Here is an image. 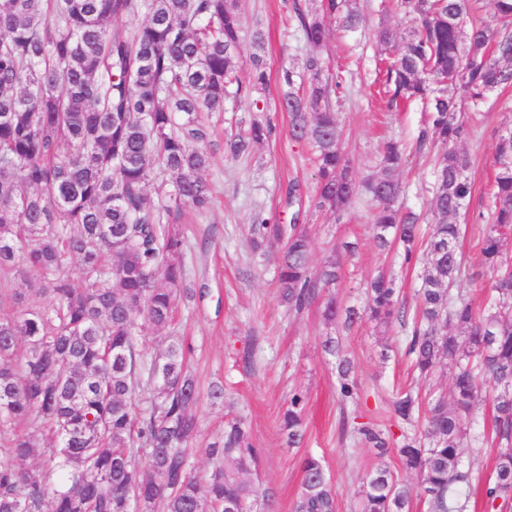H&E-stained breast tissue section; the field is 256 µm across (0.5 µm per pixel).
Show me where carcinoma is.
Returning <instances> with one entry per match:
<instances>
[{"instance_id":"1","label":"carcinoma","mask_w":512,"mask_h":512,"mask_svg":"<svg viewBox=\"0 0 512 512\" xmlns=\"http://www.w3.org/2000/svg\"><path fill=\"white\" fill-rule=\"evenodd\" d=\"M413 27L385 64V94L421 105L427 122L416 147L446 146L434 165L431 231L420 216L401 212L399 145L384 146L377 172L355 179L341 146L330 102L340 83L322 78L311 56V83L294 91L283 72L279 109L293 137L315 147L314 203L341 218L353 200L376 202L375 239L398 244L406 267H420L414 313L395 281L379 274L367 287L363 311L342 308L329 294L327 324L350 329L366 318L400 327L378 339L380 358L397 350L421 378L450 377V396L422 399L396 386L384 412L398 439L371 423L352 426L353 442L394 452L418 477L409 484L388 466L363 479L360 512H411L423 498L429 512H467L461 486L483 485V512H512V125L498 134L496 174L487 192L480 240L491 272L483 305L464 288L478 280L460 250L467 225L456 223L472 194L469 160L458 150L472 132L462 102L478 106L512 85V0H494L496 26H466L470 0H401ZM142 13L134 28L116 21ZM306 41L324 42L330 22L353 29L362 16L345 0H325V12L299 14ZM243 39L237 0H0V271L37 273L26 292L0 289V512H251L269 497L243 478L259 460L240 419L227 422L207 448L211 470L196 476L188 458L198 429L200 388L189 370L191 345L164 336L147 357L137 332L171 325L178 298L189 295L178 229L187 211L211 203L203 174L211 156L202 147L211 130L204 114L224 111L229 95L266 86L252 41L248 85L240 78ZM270 120L254 119L227 142L234 156L272 137ZM157 183V201L147 188ZM252 247L282 236L267 220L252 225ZM310 239L291 225L278 259L283 302L298 311L336 287L340 261L310 267ZM74 261L80 283L64 269ZM25 356L19 357V346ZM336 358L341 405L360 390L341 338L327 335ZM491 404L489 428L471 431L469 417ZM305 395L297 390L283 414L288 444L303 438ZM489 441L494 468L480 478L463 449ZM33 460L36 466L24 462ZM292 512H337V490L324 459L306 454Z\"/></svg>"}]
</instances>
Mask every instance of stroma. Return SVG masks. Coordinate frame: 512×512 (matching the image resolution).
I'll use <instances>...</instances> for the list:
<instances>
[{"mask_svg":"<svg viewBox=\"0 0 512 512\" xmlns=\"http://www.w3.org/2000/svg\"><path fill=\"white\" fill-rule=\"evenodd\" d=\"M355 3L362 24L351 32L329 28L324 45L315 50L303 37L298 14L319 8L321 0H239L244 32L258 27L265 34L268 86L256 96L227 99L224 112L211 114L214 133L205 147L212 162L204 177L213 200L207 212L190 214L183 226V262L191 296L178 302L168 332L191 345L190 366L201 389L213 384L224 387L223 402L216 404L204 397L198 404L199 433L190 465L195 473L207 471L210 462L205 450L221 440L225 421L243 420L260 450L250 479L271 489V512H291L301 487L300 459L308 451L325 459L338 490L337 512H359L365 474L382 460L396 472L401 466L395 455L381 460L372 448L353 445L350 436L341 432L343 418L358 416L379 427L388 426L378 406L399 382L414 383L422 394L433 397L449 392L448 377L418 381L403 356L381 360L374 329L363 321L343 340L356 365L360 400L340 406L335 391L336 360L322 349L331 327L323 320L321 302L300 312L288 310L276 288L272 255L253 251L250 244L257 219H271L283 228L296 222L310 235L313 267L339 258L341 277L335 293L343 306L362 308L367 282L381 273L393 276L405 300L414 296L418 270L402 266L395 253L378 248L372 230V201L356 199L340 219L314 208V148L311 143L295 141L288 114L274 108L282 92L284 70L302 72L307 56H321L342 84L335 110L342 147L352 160L357 180L376 173L386 140L398 141L405 158L400 203L420 214L422 222H430L431 161L444 147L438 144L417 151L415 137L424 122L420 107L391 106L376 93L382 62L395 54L394 46L377 42L376 32L387 26L403 36L411 23L397 0ZM261 114L273 123L274 135L255 146L250 156L233 157L224 147L225 138ZM510 120L512 89L491 93L461 146L474 183L468 212L459 218L469 227L462 251L467 265L485 283L491 274L482 266L481 226L473 216L482 210L484 192L495 174L497 132ZM292 185L300 197L296 203L287 200ZM297 389L306 395L304 436L292 446L281 429V419Z\"/></svg>","mask_w":512,"mask_h":512,"instance_id":"1","label":"stroma"}]
</instances>
